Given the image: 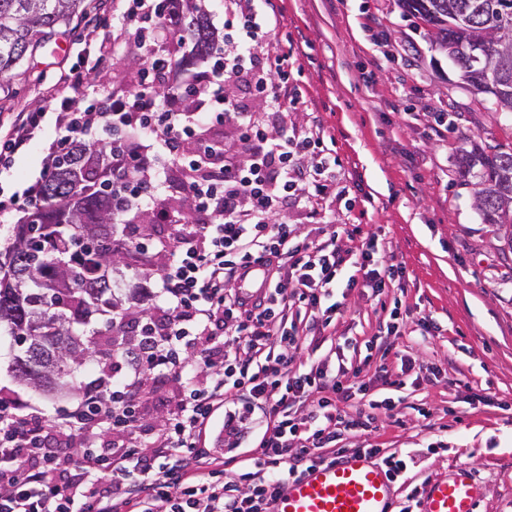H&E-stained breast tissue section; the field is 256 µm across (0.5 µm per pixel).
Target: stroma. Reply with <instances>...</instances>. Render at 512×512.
Instances as JSON below:
<instances>
[{
	"instance_id": "obj_1",
	"label": "stroma",
	"mask_w": 512,
	"mask_h": 512,
	"mask_svg": "<svg viewBox=\"0 0 512 512\" xmlns=\"http://www.w3.org/2000/svg\"><path fill=\"white\" fill-rule=\"evenodd\" d=\"M281 24L270 46L292 41V83L302 94L288 122L304 127L309 113L321 116L341 161L336 185L344 199L333 202L335 224L358 226L374 239L377 257L403 262L389 297L402 300L413 316L438 325L435 336L417 342L393 337L395 347L421 368L424 381L406 385L399 419L379 418L345 447L377 446L409 453L406 471L394 484L396 500L465 465L480 492L479 512H512V250L483 223L474 183L462 181L458 163L472 143L512 146V115L461 87L458 72L435 50L424 28L406 15L398 0H277ZM78 20L48 34L9 82L0 85V113L37 109L60 74L98 52ZM140 52L106 56L89 77V91L112 90L131 81ZM444 112L446 133L432 132L427 113ZM55 130L47 118L42 136L10 172L0 174V194L23 192L40 178ZM335 224L324 227L332 234ZM153 238L164 233L151 208L130 205L115 221L112 239L123 245L132 229ZM157 266L117 263L112 270L119 306L114 319L143 315L134 289L158 280ZM383 318L369 289L347 293L344 309L326 335L316 337L314 355L332 344L344 348L351 368L365 355L364 344ZM104 315L92 316L86 334L98 355L121 369L136 339L108 329ZM13 341L0 332V399L23 413L53 419L77 404L101 374L96 361L77 367L70 390L52 395L14 377ZM178 379L158 386L142 406L145 423L125 436L126 445L147 446L162 422V404L178 399ZM490 397L478 409L474 395ZM224 426L216 413L201 432V447L216 449L227 474L257 458L262 431L248 429L239 447L217 436Z\"/></svg>"
}]
</instances>
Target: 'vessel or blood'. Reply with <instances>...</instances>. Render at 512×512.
Here are the masks:
<instances>
[{"instance_id":"1","label":"vessel or blood","mask_w":512,"mask_h":512,"mask_svg":"<svg viewBox=\"0 0 512 512\" xmlns=\"http://www.w3.org/2000/svg\"><path fill=\"white\" fill-rule=\"evenodd\" d=\"M246 295L268 286L267 272L250 265L239 280ZM393 480L376 458L351 452L333 462L320 463L278 493L273 512H395ZM476 484L466 467L455 476L426 488L420 512H478Z\"/></svg>"}]
</instances>
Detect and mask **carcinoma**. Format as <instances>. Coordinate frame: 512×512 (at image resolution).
Instances as JSON below:
<instances>
[{"label":"carcinoma","mask_w":512,"mask_h":512,"mask_svg":"<svg viewBox=\"0 0 512 512\" xmlns=\"http://www.w3.org/2000/svg\"><path fill=\"white\" fill-rule=\"evenodd\" d=\"M85 0H0V83L32 55L39 39L85 12ZM404 11L428 27L447 53L460 80L502 110L512 112V0H399ZM187 27L196 35L195 55L206 53L215 37L206 19L191 13ZM57 173L43 204L14 225L5 251L11 259L0 272V327L13 337L12 372L47 392L68 384L72 366L93 356V341L79 326L94 313L117 308L112 293V151L85 144L56 162ZM462 178L477 179L475 205L485 224L512 247V148L472 149L459 162ZM38 322L43 334L28 340Z\"/></svg>","instance_id":"carcinoma-1"}]
</instances>
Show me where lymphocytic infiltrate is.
<instances>
[{
    "label": "lymphocytic infiltrate",
    "instance_id": "1",
    "mask_svg": "<svg viewBox=\"0 0 512 512\" xmlns=\"http://www.w3.org/2000/svg\"><path fill=\"white\" fill-rule=\"evenodd\" d=\"M113 9L124 40L143 52L138 80L59 113L47 157L111 135L115 196L156 202L167 169L176 172L194 222L162 207L166 238L129 240L138 260L165 255L159 290L146 294L162 297L164 306L139 331L121 376H102L51 422L0 400V512H271L283 485L339 456L344 433L397 416L393 398L302 351L341 315L337 288L379 296L403 266L375 260L372 241L344 251L335 237L314 241L280 219L285 209L302 207L314 223H331L327 202L337 197L341 161L319 117L303 130L283 125L272 133L265 117L241 111L224 92L245 75L271 112L297 108L291 48L257 51L280 24L273 0H234L224 10L222 43L175 86L186 0H118ZM46 118L43 109L0 117V171L28 153ZM222 126L236 130L239 149L204 142L205 129ZM254 263L268 267L272 286L245 298L235 282ZM172 376L183 379L186 393L169 410L154 452L98 447L101 436L138 427L147 380ZM218 409L229 447L254 420L265 425L254 470L234 480L198 445ZM76 444L83 450L77 460ZM117 474L128 482L115 484Z\"/></svg>",
    "mask_w": 512,
    "mask_h": 512
}]
</instances>
